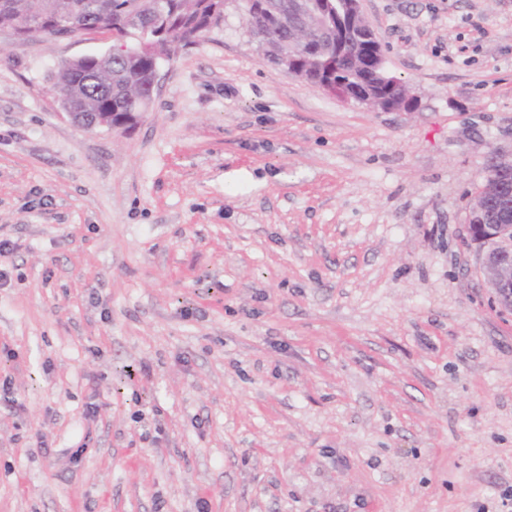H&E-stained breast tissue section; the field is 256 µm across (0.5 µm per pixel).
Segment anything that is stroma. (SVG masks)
<instances>
[{
    "instance_id": "obj_1",
    "label": "stroma",
    "mask_w": 512,
    "mask_h": 512,
    "mask_svg": "<svg viewBox=\"0 0 512 512\" xmlns=\"http://www.w3.org/2000/svg\"><path fill=\"white\" fill-rule=\"evenodd\" d=\"M412 111L264 61L241 11L130 129L0 40V512H502L512 313L467 232L512 158V0H360Z\"/></svg>"
}]
</instances>
